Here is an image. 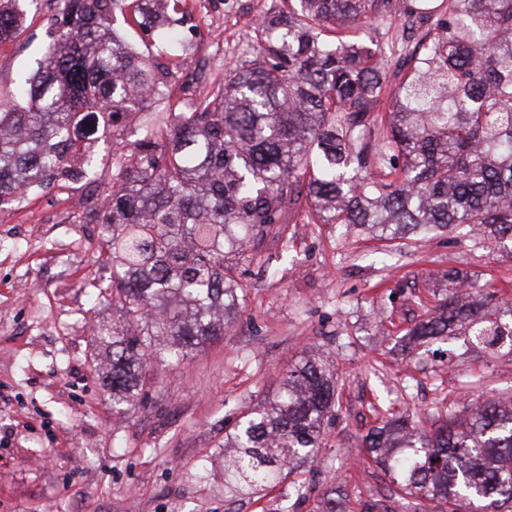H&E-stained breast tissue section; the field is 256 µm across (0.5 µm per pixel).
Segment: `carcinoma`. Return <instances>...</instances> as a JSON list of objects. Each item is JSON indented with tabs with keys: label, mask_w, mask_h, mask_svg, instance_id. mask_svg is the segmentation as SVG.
Segmentation results:
<instances>
[{
	"label": "carcinoma",
	"mask_w": 512,
	"mask_h": 512,
	"mask_svg": "<svg viewBox=\"0 0 512 512\" xmlns=\"http://www.w3.org/2000/svg\"><path fill=\"white\" fill-rule=\"evenodd\" d=\"M58 0L36 71L0 100V204L45 181L84 176L99 122L138 116L142 138L112 151V193L100 223L119 321L107 386L131 405L140 373L178 364L224 333L240 312L251 264L297 213L309 224L382 242V262L418 235L447 231L476 244L512 242V0H285L258 21L250 59L186 112L151 108L183 48L171 16L182 0ZM132 9L157 42L135 53L109 18ZM401 22L419 34L395 60L344 34ZM25 22L0 0V43ZM437 310L404 346L459 336L512 353V303L487 309L473 280L450 269ZM336 379L313 355L224 435V488L255 494L322 447ZM372 461L415 499L412 512L512 507V398L448 412L432 434L392 416L364 438Z\"/></svg>",
	"instance_id": "obj_1"
}]
</instances>
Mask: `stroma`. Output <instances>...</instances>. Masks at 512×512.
Listing matches in <instances>:
<instances>
[{
  "instance_id": "obj_1",
  "label": "stroma",
  "mask_w": 512,
  "mask_h": 512,
  "mask_svg": "<svg viewBox=\"0 0 512 512\" xmlns=\"http://www.w3.org/2000/svg\"><path fill=\"white\" fill-rule=\"evenodd\" d=\"M282 0H185L186 49L166 59L169 101L211 92L213 77L249 59L257 20ZM26 21L0 45V96L31 71L53 30L54 0H25ZM140 136L126 124L97 141L99 160L80 181L30 192L0 223V512H263L284 498L224 494V435L279 392L289 368L319 356L342 408L326 446L294 479L313 512L335 490L342 512H408L368 462L362 442L386 412L431 431L449 409L512 395V354L489 357L455 340L446 359L405 354L398 338L441 298L443 275L477 278L484 295L512 301V242L460 244L448 234L412 241L389 268L375 241L298 222L248 267L235 323L176 366L148 369L133 405L112 409L109 364L96 327L119 315L90 307L91 284L109 279L98 255L102 225L89 222L112 188L109 152ZM336 457V468L324 466Z\"/></svg>"
}]
</instances>
